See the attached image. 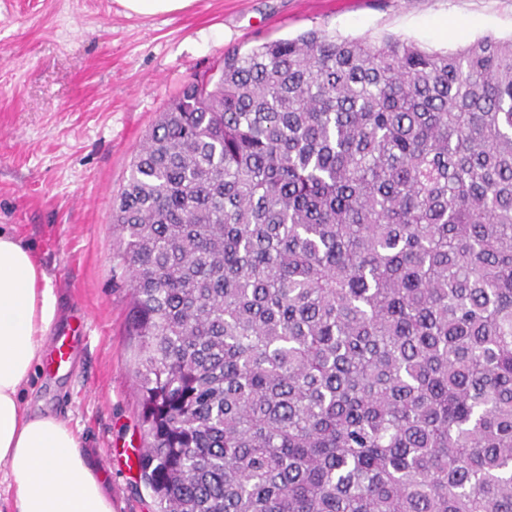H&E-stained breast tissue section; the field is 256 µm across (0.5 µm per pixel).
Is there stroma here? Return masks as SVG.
<instances>
[{
	"instance_id": "35a3bbf8",
	"label": "stroma",
	"mask_w": 512,
	"mask_h": 512,
	"mask_svg": "<svg viewBox=\"0 0 512 512\" xmlns=\"http://www.w3.org/2000/svg\"><path fill=\"white\" fill-rule=\"evenodd\" d=\"M311 29L433 49L512 37V0H194L127 14L120 0H0V228L33 248L87 330L75 370L36 368L30 410L65 420L106 476L112 512H155L137 463L145 443L138 339L117 268L112 200L145 134L194 76L231 52Z\"/></svg>"
}]
</instances>
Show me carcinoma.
Here are the masks:
<instances>
[{
  "mask_svg": "<svg viewBox=\"0 0 512 512\" xmlns=\"http://www.w3.org/2000/svg\"><path fill=\"white\" fill-rule=\"evenodd\" d=\"M112 223L159 512H512V39L229 56Z\"/></svg>",
  "mask_w": 512,
  "mask_h": 512,
  "instance_id": "1",
  "label": "carcinoma"
}]
</instances>
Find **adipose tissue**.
Segmentation results:
<instances>
[{
    "label": "adipose tissue",
    "mask_w": 512,
    "mask_h": 512,
    "mask_svg": "<svg viewBox=\"0 0 512 512\" xmlns=\"http://www.w3.org/2000/svg\"><path fill=\"white\" fill-rule=\"evenodd\" d=\"M59 317L51 276L0 230V485L17 512H112L104 475L67 422L32 413L23 399Z\"/></svg>",
    "instance_id": "obj_1"
}]
</instances>
